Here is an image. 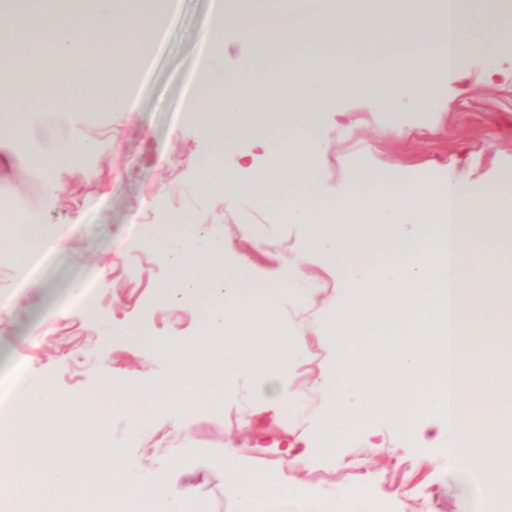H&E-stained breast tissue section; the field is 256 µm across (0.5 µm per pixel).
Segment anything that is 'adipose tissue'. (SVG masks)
<instances>
[{
  "label": "adipose tissue",
  "mask_w": 512,
  "mask_h": 512,
  "mask_svg": "<svg viewBox=\"0 0 512 512\" xmlns=\"http://www.w3.org/2000/svg\"><path fill=\"white\" fill-rule=\"evenodd\" d=\"M57 2L52 10L45 0H28L23 19L13 21L11 0H0V37L19 32L29 54L26 63L0 65V115L20 127L34 112L52 119V144L35 162L46 177L58 161L93 153L74 135L70 116L99 108L96 89L119 92L124 111H133L135 79L174 11L172 0ZM480 3L477 14L466 0H407L404 9L384 11L376 0H218L186 118L207 133L209 161L236 158L221 180L203 181L204 192L262 203L290 191L283 218L311 225V247L327 244L332 259L345 264V303L327 327L329 340L346 346L377 323L396 336L371 342L364 358L347 363L345 378L364 405L332 396L313 441L335 452L342 441L334 424H345L352 437L378 407L390 406L407 434L442 430L449 465L467 474L491 471L483 512H512V365L499 355L512 349V326L489 332L472 322L476 312L493 318L512 308V223L490 218L502 204L497 189L473 190L452 167L421 179L380 174L370 161L351 174L370 184L369 193L346 189L329 197L321 189L328 151L321 128L337 118L345 95L381 94L394 105L410 101L435 111L441 101L434 78L462 74L449 56L491 60L512 44V25L492 19L501 0ZM375 26L383 36L371 56L344 49L346 40ZM263 47L278 54L277 66L231 68L223 79H209L215 59L250 58ZM284 112L299 120L280 138L273 119ZM428 216L440 220L435 231L370 258L368 239L377 226L415 228ZM41 221L27 213L0 236V248L27 262L53 243L35 232ZM477 409L481 427L461 434L460 420ZM225 470L234 489L230 512H291L301 500L287 482L233 460Z\"/></svg>",
  "instance_id": "adipose-tissue-1"
}]
</instances>
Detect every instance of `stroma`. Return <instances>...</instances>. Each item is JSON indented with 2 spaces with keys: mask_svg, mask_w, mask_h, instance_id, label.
Here are the masks:
<instances>
[{
  "mask_svg": "<svg viewBox=\"0 0 512 512\" xmlns=\"http://www.w3.org/2000/svg\"><path fill=\"white\" fill-rule=\"evenodd\" d=\"M211 9L212 0H179L137 112L116 121L119 105L107 96L99 111L76 114L77 134L96 142L98 152L58 163L53 189L29 171L39 135L20 138L0 127V198L41 214L57 241L28 273L15 255L0 252V365L14 366L0 389L9 396L47 381L65 403L93 393L109 376L147 386L168 374L167 346L197 336L204 305H159L168 270L144 244L156 215L188 216V237L200 254L219 246L227 258L246 256L255 288L280 280L289 258L309 243L310 226L278 217L283 196L259 204L199 189L208 142L200 128L182 122L179 107ZM487 66L482 57L469 59L459 96L451 93L452 77L440 78L446 105L439 112L410 103L392 112L380 95L363 103L342 99L346 130L327 134L324 191L347 188L348 166L368 159L384 171L407 168L421 177L453 163L471 187L494 188L499 166L512 159V78L487 83ZM390 122L399 132L387 131ZM344 276L342 264L314 253L279 302L278 329L294 344L288 364L270 376L287 380V399L269 400L263 379L242 372L225 381L223 401L185 430L175 428L165 409L113 406L107 439L127 448L131 477L166 478L174 490L191 488L207 512H227L232 487L222 452L228 449L240 465L287 480L324 512L345 504L351 512H479L487 476L450 467L441 447H424L383 410L336 453L319 450L298 464L280 453L281 445L310 437L322 422L328 387L343 382L347 359L391 334L374 328L341 352L327 341L324 328L342 304ZM78 282L96 288L92 312L83 310L87 297L75 291ZM164 463L169 472H161Z\"/></svg>",
  "mask_w": 512,
  "mask_h": 512,
  "instance_id": "1",
  "label": "stroma"
}]
</instances>
